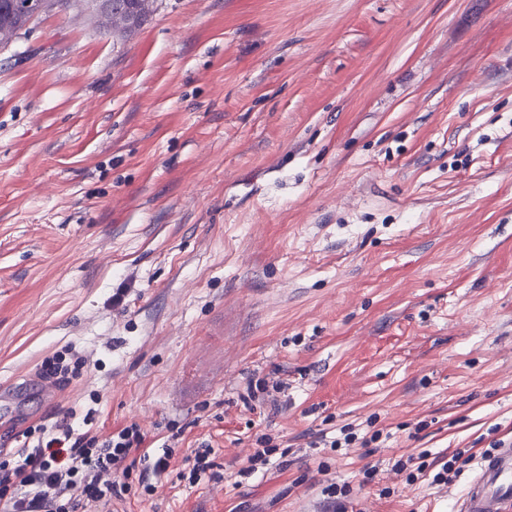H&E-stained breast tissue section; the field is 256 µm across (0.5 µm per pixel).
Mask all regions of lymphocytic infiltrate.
Here are the masks:
<instances>
[{"label": "lymphocytic infiltrate", "mask_w": 512, "mask_h": 512, "mask_svg": "<svg viewBox=\"0 0 512 512\" xmlns=\"http://www.w3.org/2000/svg\"><path fill=\"white\" fill-rule=\"evenodd\" d=\"M24 436L31 447L0 462V512H112L129 485L111 475H129L145 443L135 423L103 437L76 433L66 419L27 428Z\"/></svg>", "instance_id": "lymphocytic-infiltrate-1"}]
</instances>
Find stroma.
Masks as SVG:
<instances>
[{
    "instance_id": "1",
    "label": "stroma",
    "mask_w": 512,
    "mask_h": 512,
    "mask_svg": "<svg viewBox=\"0 0 512 512\" xmlns=\"http://www.w3.org/2000/svg\"><path fill=\"white\" fill-rule=\"evenodd\" d=\"M67 348L26 425L172 447L112 512H329L334 479L455 512L476 462L393 466L512 440V0H158L0 49V383ZM84 364V358L72 353V349L69 348L65 349V352H56L52 357L44 360L41 364V372L45 377L54 378L65 385L69 383L70 376L77 375ZM470 450L456 449L448 457L439 458L428 463L427 454H421L417 459L421 460L417 467L406 475V482H414L416 479L428 476L432 485H447L461 472V467L456 466L462 457ZM416 472V474H415Z\"/></svg>"
}]
</instances>
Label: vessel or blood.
I'll use <instances>...</instances> for the list:
<instances>
[{"label":"vessel or blood","mask_w":512,"mask_h":512,"mask_svg":"<svg viewBox=\"0 0 512 512\" xmlns=\"http://www.w3.org/2000/svg\"><path fill=\"white\" fill-rule=\"evenodd\" d=\"M46 402L55 401L59 387L48 379L13 382L0 387V423L19 425L27 388ZM512 507V442L481 457L477 472L458 503V512H507Z\"/></svg>","instance_id":"1"}]
</instances>
